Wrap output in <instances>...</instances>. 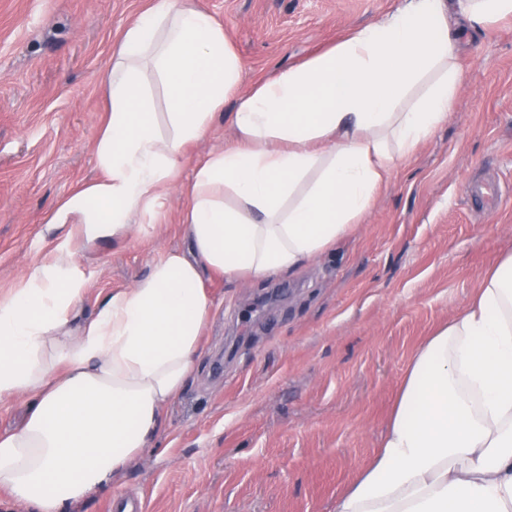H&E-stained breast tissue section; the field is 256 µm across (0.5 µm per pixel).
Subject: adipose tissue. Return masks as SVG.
Returning <instances> with one entry per match:
<instances>
[{
	"label": "adipose tissue",
	"instance_id": "adipose-tissue-1",
	"mask_svg": "<svg viewBox=\"0 0 512 512\" xmlns=\"http://www.w3.org/2000/svg\"><path fill=\"white\" fill-rule=\"evenodd\" d=\"M459 16L486 25L512 16V0H408L242 95L240 57L194 0H155L125 28L101 76L102 176L49 213L66 236L0 296V400L27 402L22 423L0 431V492L26 512H68L152 447L203 354L215 308L204 272L292 276L355 227L448 119ZM149 70L167 91L163 130ZM232 94L235 144L185 186L191 253L166 251L81 318L77 249L152 223L183 147ZM334 512H512V251L417 346L380 445Z\"/></svg>",
	"mask_w": 512,
	"mask_h": 512
}]
</instances>
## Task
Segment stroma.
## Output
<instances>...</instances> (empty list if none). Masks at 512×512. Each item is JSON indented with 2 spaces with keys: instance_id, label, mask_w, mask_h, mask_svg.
I'll use <instances>...</instances> for the list:
<instances>
[{
  "instance_id": "stroma-1",
  "label": "stroma",
  "mask_w": 512,
  "mask_h": 512,
  "mask_svg": "<svg viewBox=\"0 0 512 512\" xmlns=\"http://www.w3.org/2000/svg\"><path fill=\"white\" fill-rule=\"evenodd\" d=\"M154 0H0V293L63 232L44 219L99 176L100 83L124 28ZM245 64L242 90L332 45L400 0H195ZM454 109L403 160L351 235L295 276L206 275L216 309L196 378L152 450L74 512L114 495L143 512H333L378 448L418 343L512 250V17L460 36ZM190 145L182 179L232 144L229 114ZM499 184L494 212L478 186ZM173 187L156 226L78 251L91 317L107 292L189 251Z\"/></svg>"
}]
</instances>
